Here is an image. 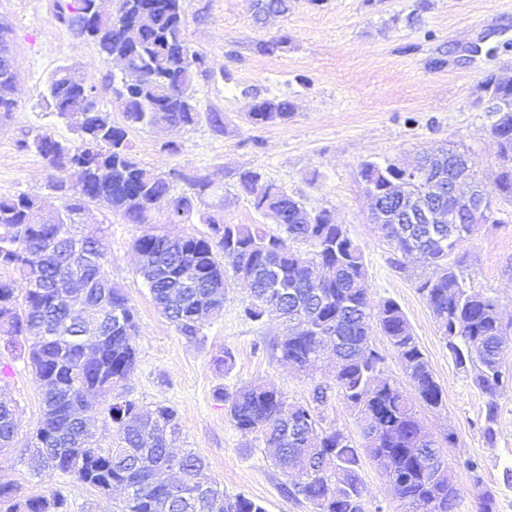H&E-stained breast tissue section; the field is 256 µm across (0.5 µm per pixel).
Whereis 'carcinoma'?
I'll list each match as a JSON object with an SVG mask.
<instances>
[{"label": "carcinoma", "mask_w": 512, "mask_h": 512, "mask_svg": "<svg viewBox=\"0 0 512 512\" xmlns=\"http://www.w3.org/2000/svg\"><path fill=\"white\" fill-rule=\"evenodd\" d=\"M80 6L83 14L78 17L59 6L57 19L109 59L128 52L130 66L141 72L117 90L126 127L195 124L198 112L191 91L204 59L184 38L182 0H121L116 17L102 9L100 0H80ZM484 89L508 107L492 131L501 159L495 180L498 201L512 204V86L489 76ZM47 101L77 132V143L66 146L43 133L21 146L35 150L53 170L51 188L63 199L64 224L36 197H0V271L25 280V287L18 289L12 278L0 277V342L5 350L25 355L42 396L29 467L37 473L69 475L101 493L118 491L123 494L120 512H266L243 494H226L198 455L171 451L169 438L180 433L174 407L159 404L145 411L121 393L137 367L132 343L136 323L128 297L107 275L105 260L87 265L83 287L72 289L70 306L57 300L60 283L69 277L68 263L55 250L60 230L65 227L74 240L101 249L100 231L88 238L78 229L89 203H101L135 224L148 223L151 212L165 206L170 220L180 223L213 183L179 173L189 191L172 196L169 179L131 156L125 127L112 123L95 89L76 80L68 68L52 75ZM291 112L288 100L273 98L256 102L249 116L255 124H268L288 119ZM420 164L448 180L456 178L465 157L450 149L427 154ZM381 167L375 161L361 164V177L374 180L378 190L393 177L395 165L382 167L385 177H374ZM241 184L257 211L277 216L283 233H269L256 224H226L215 215L203 217L207 236L172 238L145 232L135 241L134 251L141 266L157 274L148 285L155 308L183 336L196 340L203 331L202 315L220 314L230 282L246 271L252 300L244 306V316L258 322L272 303L286 323L285 334L267 345L278 364L302 371L317 362L325 348H332L334 386H315L313 401L325 403L328 390L336 388L356 413L364 444L357 446L343 432L323 428L314 407L291 403L265 385L219 390L234 426L244 435H261L276 467L314 512H365V457L389 461L383 474L399 485L398 498L406 512H457L460 489L442 447L423 430L416 411L418 402L441 406L442 388L400 306L384 301L375 320L368 312L361 246L326 216L317 224L303 223L297 200L260 173H244ZM457 220L404 224L394 213L376 228L395 251L436 268L433 276L418 281L417 289L434 315L448 355L473 374L488 397L483 436L492 446L498 398L512 373L501 364L496 302L467 286L460 261H450L477 232L466 223L465 214H457ZM295 242L311 243L313 252L292 249ZM186 279L199 287H180ZM86 307L108 317L93 361L84 358L72 339L44 335L48 323L77 322ZM376 331L399 356L415 398L399 383L381 377L384 355L370 347ZM91 394L110 400L108 417L115 438L106 447L95 434L81 430L92 412ZM16 433L14 409L0 402V449L10 447ZM167 470L179 472L180 480L158 483L157 475ZM0 512H67V502L53 491L25 497L17 486L1 484Z\"/></svg>", "instance_id": "carcinoma-1"}]
</instances>
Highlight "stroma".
I'll return each instance as SVG.
<instances>
[{
  "instance_id": "stroma-1",
  "label": "stroma",
  "mask_w": 512,
  "mask_h": 512,
  "mask_svg": "<svg viewBox=\"0 0 512 512\" xmlns=\"http://www.w3.org/2000/svg\"><path fill=\"white\" fill-rule=\"evenodd\" d=\"M61 0H0L17 60L18 108L0 113V196L40 197L47 209L62 200L49 186L46 161L21 141L48 132L68 145L78 135L47 106L44 92L60 67L95 87L115 124L123 115L113 95L115 64L93 43L76 38L55 15ZM256 0H183L184 36L204 55L190 127L128 129L135 160L146 169L180 172L172 193L186 192L187 177L214 184L184 223L167 208L151 218L158 230L207 233L202 218L223 216L228 224H259L278 231L274 217L254 209L240 177L256 171L314 213L327 211L361 245L371 307L395 301L443 391V404L419 406L425 428L443 441V451L461 490L457 512H476L482 492L494 494L497 512H512V387L499 397L495 446L483 437L487 397L454 365L417 279L423 268L398 255L370 224L371 201L360 177L363 161L415 164L426 149L454 148L467 154L473 171L494 188L497 145L490 130L497 113L487 111V76L512 84V0H288L286 11L257 14ZM280 97L292 102L288 120L253 124L255 102ZM104 231L106 271L134 307L138 364L126 395L150 408L177 409L182 434L175 452L192 451L210 466L230 495L259 501L266 512H313L290 486L261 440L233 425L219 389L264 384L288 401L306 404L316 384L333 381L330 362L304 372L280 366L267 344L286 326L276 315L253 322L243 315L249 292L233 284L222 313L209 319L200 342L187 340L156 310L136 271L133 244L143 225L102 204L82 217ZM468 284L493 298L504 321H512V204L456 252ZM231 367H224V353ZM15 405L13 447L0 450V484L22 494L59 492L68 512H118L117 498L72 477L33 474L21 459L41 413V392L24 358L0 351V398ZM365 512H404L391 485L373 463L363 466Z\"/></svg>"
}]
</instances>
